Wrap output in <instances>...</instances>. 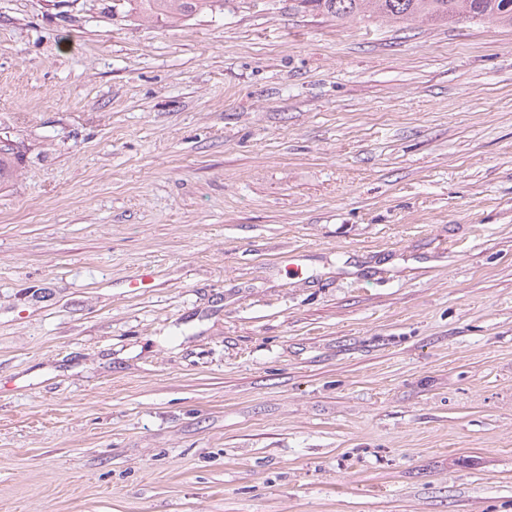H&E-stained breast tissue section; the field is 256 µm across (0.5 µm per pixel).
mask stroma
<instances>
[{"instance_id": "stroma-1", "label": "stroma", "mask_w": 512, "mask_h": 512, "mask_svg": "<svg viewBox=\"0 0 512 512\" xmlns=\"http://www.w3.org/2000/svg\"><path fill=\"white\" fill-rule=\"evenodd\" d=\"M112 3L0 0V512H512V28ZM225 0H122V7L131 15L148 20L177 24L202 13L224 10ZM0 141V186L8 184L14 177L22 155L20 143Z\"/></svg>"}]
</instances>
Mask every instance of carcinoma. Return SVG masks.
<instances>
[{"label": "carcinoma", "mask_w": 512, "mask_h": 512, "mask_svg": "<svg viewBox=\"0 0 512 512\" xmlns=\"http://www.w3.org/2000/svg\"><path fill=\"white\" fill-rule=\"evenodd\" d=\"M299 4L336 19L363 16L404 22L475 21L512 26V0H299ZM122 7L131 15L177 24L197 14L223 11L224 0H122ZM21 155L19 143L0 141V186L13 179Z\"/></svg>", "instance_id": "1"}]
</instances>
